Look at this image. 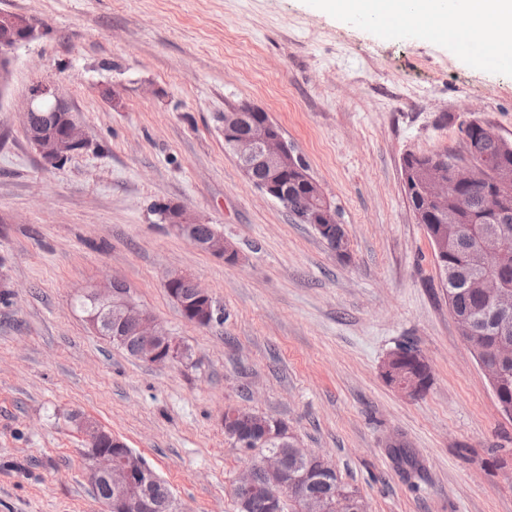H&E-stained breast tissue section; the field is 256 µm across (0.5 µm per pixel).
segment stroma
<instances>
[{"label":"stroma","mask_w":512,"mask_h":512,"mask_svg":"<svg viewBox=\"0 0 512 512\" xmlns=\"http://www.w3.org/2000/svg\"><path fill=\"white\" fill-rule=\"evenodd\" d=\"M35 26L0 93V512H103L79 411L167 483L183 512H237L250 465L225 409L284 421L368 512H512V420L460 338L402 184L406 153L463 155L475 117L512 140V70L447 33L409 39L323 0H0ZM68 96L88 146L46 165L22 127L32 85ZM263 108L339 211L347 256L258 190L224 147V112ZM177 203L236 248L230 265L163 224ZM179 270L223 317L187 322ZM118 280L187 363H144L77 301ZM425 355L426 393L382 375ZM401 439L420 460L397 467ZM400 348V350L404 353L402 358H393L390 361L387 360L383 366L382 372L383 374H386L388 369L387 365L390 362L391 371L387 373L386 377H384L388 384L393 381L395 377L404 376L410 373H422V369L414 367L412 363L407 359L412 352L419 364L427 365L425 356L420 353V351L417 350L414 352V349L411 346H402ZM391 386L408 395L419 396L422 384L419 378L413 375H407L394 381Z\"/></svg>","instance_id":"1"}]
</instances>
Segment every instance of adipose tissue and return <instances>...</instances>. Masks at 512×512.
<instances>
[{
  "label": "adipose tissue",
  "mask_w": 512,
  "mask_h": 512,
  "mask_svg": "<svg viewBox=\"0 0 512 512\" xmlns=\"http://www.w3.org/2000/svg\"><path fill=\"white\" fill-rule=\"evenodd\" d=\"M336 11L351 15L442 22L452 29L459 20L485 33L492 48L512 54V0H330Z\"/></svg>",
  "instance_id": "adipose-tissue-1"
}]
</instances>
